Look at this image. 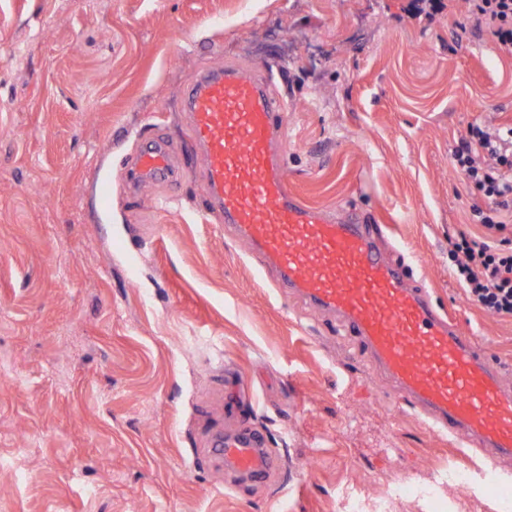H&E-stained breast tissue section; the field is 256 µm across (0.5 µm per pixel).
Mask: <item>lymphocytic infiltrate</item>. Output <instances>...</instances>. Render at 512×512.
Here are the masks:
<instances>
[{"instance_id": "obj_1", "label": "lymphocytic infiltrate", "mask_w": 512, "mask_h": 512, "mask_svg": "<svg viewBox=\"0 0 512 512\" xmlns=\"http://www.w3.org/2000/svg\"><path fill=\"white\" fill-rule=\"evenodd\" d=\"M465 14L474 28L512 46V0H466ZM449 151L454 170L485 202L472 209L482 236L463 234L452 242L450 270L476 305L511 318L512 246L501 234L512 215V125L472 123Z\"/></svg>"}]
</instances>
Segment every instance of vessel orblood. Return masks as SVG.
<instances>
[{
	"instance_id": "vessel-or-blood-1",
	"label": "vessel or blood",
	"mask_w": 512,
	"mask_h": 512,
	"mask_svg": "<svg viewBox=\"0 0 512 512\" xmlns=\"http://www.w3.org/2000/svg\"><path fill=\"white\" fill-rule=\"evenodd\" d=\"M270 78L228 68L202 74L184 106L201 149L206 211L247 241L290 295L336 318L357 338L398 401L419 409L433 428L487 449L491 464L512 460V385L487 346L460 330L429 291L412 286L414 263L387 258V224L365 225L303 204L287 190L281 129L286 106ZM141 178L174 174L169 151L138 157ZM227 469L265 478L273 458L258 433L225 435L216 450Z\"/></svg>"
}]
</instances>
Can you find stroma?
<instances>
[{"label": "stroma", "mask_w": 512, "mask_h": 512, "mask_svg": "<svg viewBox=\"0 0 512 512\" xmlns=\"http://www.w3.org/2000/svg\"><path fill=\"white\" fill-rule=\"evenodd\" d=\"M460 0H0V512H338L336 489L487 454L399 404L335 319L285 296L204 217L183 95L271 73L288 188L393 226L415 283L512 360V318L470 301L448 241L479 201L448 148L512 123V47L460 31ZM177 178L130 187L146 139ZM278 458L225 471L238 416Z\"/></svg>", "instance_id": "1"}]
</instances>
